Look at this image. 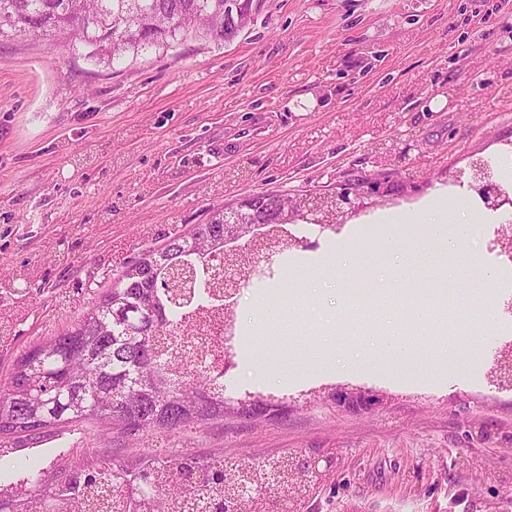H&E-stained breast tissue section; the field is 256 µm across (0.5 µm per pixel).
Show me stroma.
<instances>
[{
	"label": "stroma",
	"instance_id": "1",
	"mask_svg": "<svg viewBox=\"0 0 512 512\" xmlns=\"http://www.w3.org/2000/svg\"><path fill=\"white\" fill-rule=\"evenodd\" d=\"M511 148L512 0H264L232 42L190 40L115 67L49 35L0 37V383L125 262L205 223L210 207L265 190L332 191L352 173L388 174L392 199L260 261L232 304L247 349L224 378L223 423L108 441L87 423L18 459L73 466L82 449L106 446L141 468L186 449L259 464L330 457L334 479L295 512H512V256L487 211L468 214L486 241L462 240L477 275L447 281L451 300L436 302L430 329L404 311L418 283L384 267L352 281L367 298L353 312L342 289L308 292L329 253L365 248L360 225L422 215L454 192L451 173ZM291 302L286 337L263 314ZM395 332L473 354L409 379L347 367ZM327 340L335 366L276 383L255 374L289 345ZM340 390L375 403L336 404ZM259 397L278 414H236Z\"/></svg>",
	"mask_w": 512,
	"mask_h": 512
}]
</instances>
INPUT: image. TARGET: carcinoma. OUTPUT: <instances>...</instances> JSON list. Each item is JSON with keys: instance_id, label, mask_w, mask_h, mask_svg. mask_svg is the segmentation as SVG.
Listing matches in <instances>:
<instances>
[{"instance_id": "cac0c4a2", "label": "carcinoma", "mask_w": 512, "mask_h": 512, "mask_svg": "<svg viewBox=\"0 0 512 512\" xmlns=\"http://www.w3.org/2000/svg\"><path fill=\"white\" fill-rule=\"evenodd\" d=\"M224 25V0H0V35L43 32L90 58L136 62L149 52L188 40H209ZM279 191L253 195L246 217L263 226L255 251L284 243ZM209 236L212 251L224 255V208H210L196 224L159 249L125 264L109 287L73 324L44 338L17 359L0 386V458L23 440L38 444L49 432L92 421L125 436L197 429L224 420V392L213 388L209 365L160 347L163 336L178 338L197 326L190 311L223 301L192 252L190 238ZM24 476L0 487V512H65L87 490L134 474L102 455L86 465L38 467L20 463ZM150 483L135 500L138 512H180L193 488L179 477L199 480L200 494L222 501L232 493L235 472L224 457L207 461L192 453L157 459Z\"/></svg>"}]
</instances>
